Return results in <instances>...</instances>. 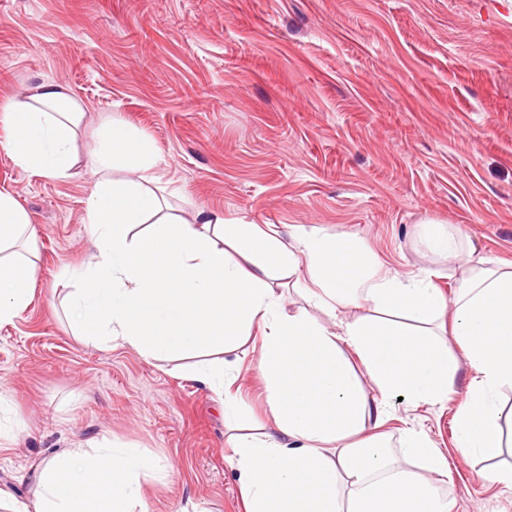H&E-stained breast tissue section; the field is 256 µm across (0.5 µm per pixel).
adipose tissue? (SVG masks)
Listing matches in <instances>:
<instances>
[{
  "label": "adipose tissue",
  "mask_w": 512,
  "mask_h": 512,
  "mask_svg": "<svg viewBox=\"0 0 512 512\" xmlns=\"http://www.w3.org/2000/svg\"><path fill=\"white\" fill-rule=\"evenodd\" d=\"M85 112L66 86L43 82L0 103V149L22 171L69 177ZM92 164L96 254L69 299L79 335L148 360L197 357L190 376L219 398L228 422L243 403L220 355L261 336L257 370L272 429L229 439L243 512H451L439 488L446 457L421 431L392 441L384 409L395 396L447 400L457 364L432 325L453 311V334L475 373L455 413L457 444L499 453V424L512 410L492 395L512 387V264L469 257L450 306L428 272L401 278L345 240L307 234L288 243L214 211L185 219L170 203L180 190L165 181L158 150L122 123L103 126ZM36 258L27 211L0 191V324L31 303ZM301 267L320 317L287 312L271 283L273 273ZM360 306L366 315L342 319ZM173 470L134 447L72 448L45 459L37 499L10 512H132L142 482Z\"/></svg>",
  "instance_id": "adipose-tissue-1"
}]
</instances>
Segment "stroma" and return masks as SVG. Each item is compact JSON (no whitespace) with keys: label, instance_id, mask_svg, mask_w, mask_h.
<instances>
[{"label":"stroma","instance_id":"1","mask_svg":"<svg viewBox=\"0 0 512 512\" xmlns=\"http://www.w3.org/2000/svg\"><path fill=\"white\" fill-rule=\"evenodd\" d=\"M44 81L86 114L70 177L23 172L0 150V191L39 234L35 299L0 327L14 425L0 489L21 502L35 500L48 456L104 439L173 464L170 479L143 482L145 512H240L226 440L270 420L259 337L227 356L244 403L231 428L188 360L77 334L69 294L95 251L87 155L105 123L160 149L184 218L350 238L400 277L429 271L449 300L465 269L426 250L421 224L512 263V0H0V101ZM448 349L447 401L389 400L385 428L440 448L452 512H512V489L490 477L512 466V446L493 459L456 446L473 372Z\"/></svg>","mask_w":512,"mask_h":512}]
</instances>
